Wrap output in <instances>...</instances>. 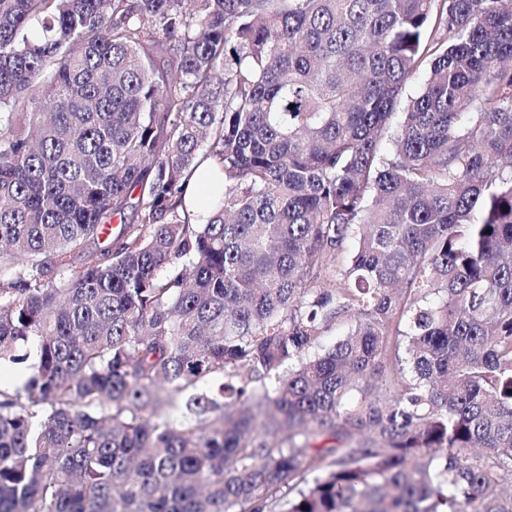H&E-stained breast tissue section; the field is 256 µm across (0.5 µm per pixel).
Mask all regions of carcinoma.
I'll return each instance as SVG.
<instances>
[{
    "label": "carcinoma",
    "instance_id": "carcinoma-1",
    "mask_svg": "<svg viewBox=\"0 0 512 512\" xmlns=\"http://www.w3.org/2000/svg\"><path fill=\"white\" fill-rule=\"evenodd\" d=\"M5 366L0 512H512V0H0ZM211 190L209 165L205 163L193 173L188 183L184 195L188 209L194 212H204V205Z\"/></svg>",
    "mask_w": 512,
    "mask_h": 512
}]
</instances>
